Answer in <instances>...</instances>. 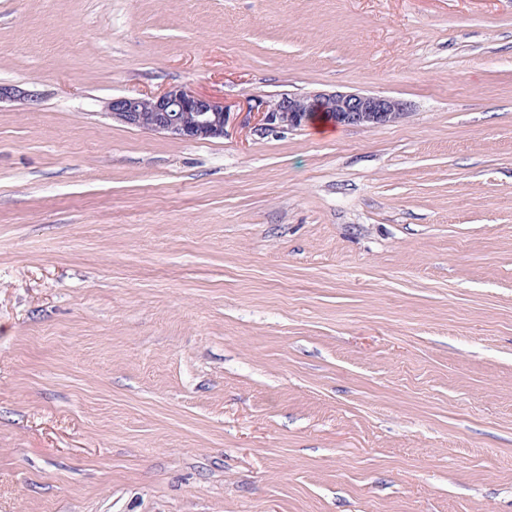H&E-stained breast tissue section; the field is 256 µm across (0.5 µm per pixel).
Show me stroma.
<instances>
[{"instance_id": "1", "label": "stroma", "mask_w": 512, "mask_h": 512, "mask_svg": "<svg viewBox=\"0 0 512 512\" xmlns=\"http://www.w3.org/2000/svg\"><path fill=\"white\" fill-rule=\"evenodd\" d=\"M0 82V512H512V0H0ZM38 94L17 84L0 83V103L21 102L23 104L35 105L38 102ZM107 108L112 120L128 127L186 141L223 137L229 121L223 102L183 87L115 97ZM407 111V103L388 96L340 91L310 95L283 92L250 111L254 117L251 133L262 137L301 128L309 123V112H322L335 124L379 127L396 122Z\"/></svg>"}]
</instances>
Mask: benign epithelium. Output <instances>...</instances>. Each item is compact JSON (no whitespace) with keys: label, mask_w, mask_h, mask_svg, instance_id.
Masks as SVG:
<instances>
[{"label":"benign epithelium","mask_w":512,"mask_h":512,"mask_svg":"<svg viewBox=\"0 0 512 512\" xmlns=\"http://www.w3.org/2000/svg\"><path fill=\"white\" fill-rule=\"evenodd\" d=\"M5 101L34 105L38 94L17 84L0 83V103ZM107 108L113 120L128 127L186 141L222 137L229 121L224 103L183 87L151 96L115 97ZM407 111V103L388 96L283 92L253 112L251 133L262 137L298 129L309 123L311 112H322L335 124L379 127L399 120Z\"/></svg>","instance_id":"7a95c632"}]
</instances>
